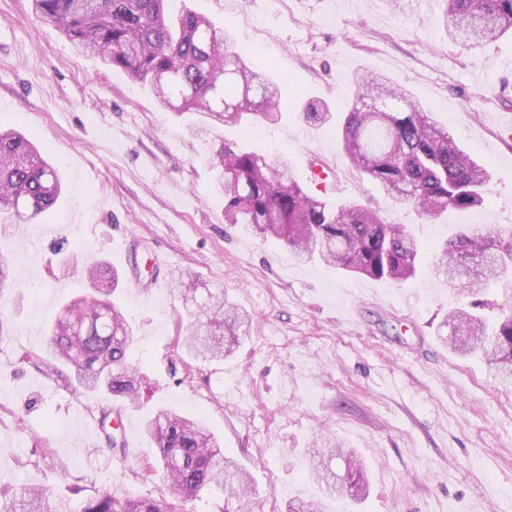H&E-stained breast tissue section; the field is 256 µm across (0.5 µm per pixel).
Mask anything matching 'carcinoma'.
<instances>
[{
    "label": "carcinoma",
    "instance_id": "cac0c4a2",
    "mask_svg": "<svg viewBox=\"0 0 512 512\" xmlns=\"http://www.w3.org/2000/svg\"><path fill=\"white\" fill-rule=\"evenodd\" d=\"M32 10L57 27L77 50L150 83L164 110L195 112L210 123L234 127L243 122L273 123L281 117L278 85L253 70L232 49L231 34L191 10L172 21L166 0H31ZM448 37L464 45L493 41L512 32V0H444ZM349 112L336 124V137L354 168L387 197L409 203L421 215L485 205L491 176L468 154L432 112H391L359 104L401 102L406 92L384 76L357 72ZM305 120L324 123L326 106L309 102ZM215 190L224 195V216L272 237L298 259L372 279L401 283L417 275L422 245L412 228L387 222L382 212L355 202L335 203L310 194L283 163L231 142L211 158ZM63 190L58 169L23 133L0 128V210L20 224L35 220L58 202ZM512 228L483 232L463 228L435 256L433 271L465 281L468 305L448 311L452 349L485 361L504 385L512 384V314L491 319L487 308L512 304ZM99 296L65 305L48 336L46 357L38 364L53 370L60 360L75 369L87 391L103 389L116 401L137 394L136 372L128 361V322L109 299L118 274L101 263L87 268ZM190 314L187 346L203 358L230 353L247 335L251 316L229 303L224 290L196 301ZM144 434L155 443L156 463L171 495L194 500L217 488L224 512H249L252 476L224 449L200 417L162 412L147 420ZM344 473L335 476L341 492L365 499L368 479L357 456L339 445L330 448ZM0 512H69L67 501L44 488L24 486ZM82 512H171L145 498L116 495L106 488Z\"/></svg>",
    "mask_w": 512,
    "mask_h": 512
}]
</instances>
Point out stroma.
Returning <instances> with one entry per match:
<instances>
[{"label": "stroma", "mask_w": 512, "mask_h": 512, "mask_svg": "<svg viewBox=\"0 0 512 512\" xmlns=\"http://www.w3.org/2000/svg\"><path fill=\"white\" fill-rule=\"evenodd\" d=\"M232 32L234 47L277 81L278 123L194 135L198 115L159 109L148 84L77 53L30 0H0V126L33 138L57 167L66 194L39 223L0 211V502L36 484L68 498L72 512L103 488L174 503L177 512H224L215 491L174 500L143 433L163 410L202 414L224 454L253 477L254 512H512V387L478 358L453 353L444 320L463 304L457 284L430 267L462 224L512 227V36L464 47L449 38L441 0H173ZM358 71L404 86L492 175L480 209L437 219L392 202L341 151L333 126L305 123L310 101L348 111ZM229 137L286 162L331 169L334 201L368 203L409 224L423 270L377 281L294 258L280 242L224 219L205 144ZM81 254L117 270L118 305L131 329V363L147 377L124 451L102 431L109 398L39 369L60 308L90 293ZM224 289L255 326L231 355L200 361L182 346L178 289L153 300L137 287L155 276ZM330 438L363 461L370 488L359 503L312 478L329 467ZM80 494H72L73 485Z\"/></svg>", "instance_id": "stroma-1"}]
</instances>
